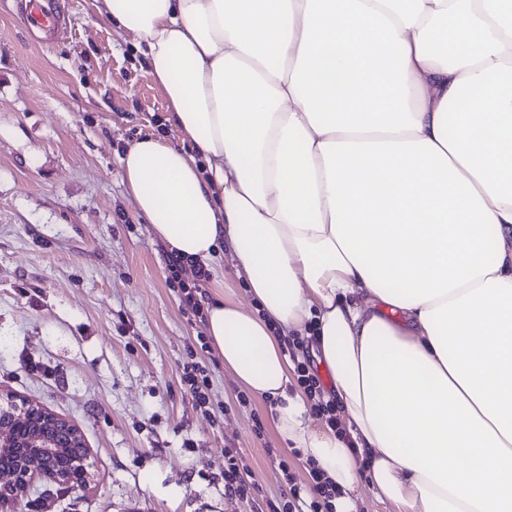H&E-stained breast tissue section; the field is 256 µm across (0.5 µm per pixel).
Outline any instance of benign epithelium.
<instances>
[{
  "mask_svg": "<svg viewBox=\"0 0 512 512\" xmlns=\"http://www.w3.org/2000/svg\"><path fill=\"white\" fill-rule=\"evenodd\" d=\"M88 453L81 430L69 420L27 400L0 392V512H16L37 479L82 486Z\"/></svg>",
  "mask_w": 512,
  "mask_h": 512,
  "instance_id": "7a95c632",
  "label": "benign epithelium"
}]
</instances>
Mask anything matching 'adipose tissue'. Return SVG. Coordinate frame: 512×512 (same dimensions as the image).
Masks as SVG:
<instances>
[{
	"label": "adipose tissue",
	"mask_w": 512,
	"mask_h": 512,
	"mask_svg": "<svg viewBox=\"0 0 512 512\" xmlns=\"http://www.w3.org/2000/svg\"><path fill=\"white\" fill-rule=\"evenodd\" d=\"M178 146L120 157L154 235L227 249L211 346L357 512H512V0H95ZM315 329L344 430L286 346ZM367 471H360V463ZM306 340L309 341V339H307L306 337L301 338L298 336L295 338L294 343H291V342L288 343V346L290 349L293 347V344L299 345L298 343H300L303 346V350L308 352L307 355H303V360H297L296 354L292 350L293 348L290 351L291 360L293 361V363L295 365V373L292 376V381H293L292 387L294 389L301 388V386L299 385L301 383V385H303L304 389L307 391L309 398L314 401L313 409L317 412V414L314 413L312 408L310 407V415L313 419V422L316 425H328L329 424L328 422H330L331 424H334V423H336V416H337V418L339 419V423H340L338 428H341V426H342L341 420H340L339 416L335 414L336 410L334 408V405L330 402V400L325 401L323 399L324 394L322 392L323 388H322L321 382H320L317 374H315V372L311 369V367L313 369H316L317 372L319 373L320 378L322 379V381L324 383L325 389L327 388V383H328V377H327L326 371L324 369H319L317 361L312 353V348H311L310 344L303 345V344H305ZM307 356L309 358H307ZM310 363H311V367H310ZM310 369L312 372H310ZM297 377H298V379H297ZM318 413L322 414V415H325V414L329 415L328 421L325 418V416H321Z\"/></svg>",
	"instance_id": "1"
}]
</instances>
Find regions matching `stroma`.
Listing matches in <instances>:
<instances>
[{
  "mask_svg": "<svg viewBox=\"0 0 512 512\" xmlns=\"http://www.w3.org/2000/svg\"><path fill=\"white\" fill-rule=\"evenodd\" d=\"M0 0V390L82 431L85 490L38 481L18 512H284L286 448L268 403L237 384L168 280L164 244L127 195L119 156L163 134L166 99L94 0ZM205 365L209 404L181 380ZM240 451L252 498L224 493Z\"/></svg>",
  "mask_w": 512,
  "mask_h": 512,
  "instance_id": "35a3bbf8",
  "label": "stroma"
}]
</instances>
